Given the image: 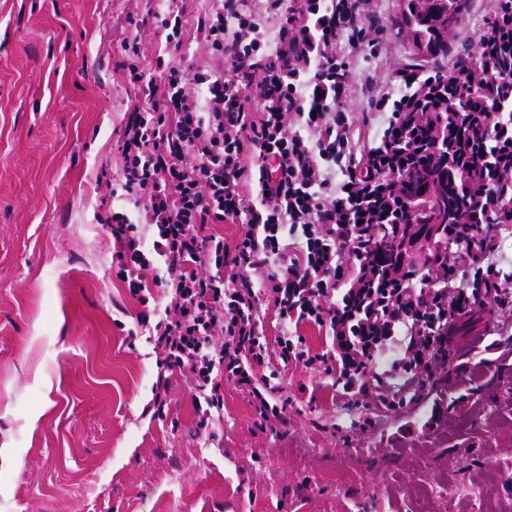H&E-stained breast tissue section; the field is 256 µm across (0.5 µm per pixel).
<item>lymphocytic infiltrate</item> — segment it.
<instances>
[{
	"instance_id": "f902f5d3",
	"label": "lymphocytic infiltrate",
	"mask_w": 512,
	"mask_h": 512,
	"mask_svg": "<svg viewBox=\"0 0 512 512\" xmlns=\"http://www.w3.org/2000/svg\"><path fill=\"white\" fill-rule=\"evenodd\" d=\"M367 0H208L196 32L209 57L190 71L160 58L154 75L136 62L138 41L121 42L129 82L143 107L125 113L122 186L143 206L155 233L152 253L140 246L138 227L123 211L106 222L117 243L112 264L131 295L149 287L171 289L154 326L165 372L189 369L208 406L224 405L226 378L262 397L259 370L270 356L282 363L322 364L343 395L418 383L432 375L448 343L450 320L465 314L472 295L456 282L454 259L486 257L473 282L504 307L512 305V261L499 259L496 238L451 229L447 250L436 251L424 277L406 257L415 231L381 219L376 197L402 202L401 223L411 221L398 177V148L411 130H429L440 68L405 65L388 84L366 78L375 108L386 120L363 148L344 106L356 90L355 74L336 46L373 47ZM469 95L483 101L476 119L483 135L465 154L472 164L505 153L498 181L475 187L488 206L486 221L512 225V137L498 119L512 103V68L469 74ZM261 99L262 110L251 106ZM244 224L234 245L207 233L211 224ZM395 237L391 277L365 285L380 237ZM161 273L145 279L153 263ZM263 267L259 288L243 273ZM272 308L283 327L267 341L258 332L259 306ZM328 328L331 352L312 356L297 330ZM388 369L376 370L382 357Z\"/></svg>"
}]
</instances>
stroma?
<instances>
[{
  "label": "stroma",
  "instance_id": "stroma-1",
  "mask_svg": "<svg viewBox=\"0 0 512 512\" xmlns=\"http://www.w3.org/2000/svg\"><path fill=\"white\" fill-rule=\"evenodd\" d=\"M165 0H0V512H512V310L480 296L455 326L444 371L390 409L336 392L319 365L278 374L280 418L223 384L206 407L189 373L169 377L139 315L156 316L116 277L102 219L126 209L151 250L146 213L107 175L122 165V119L137 101L120 42L168 49L151 16ZM496 0H469L448 31L452 70L488 33ZM404 0L375 8L372 55L337 46L378 82L423 64Z\"/></svg>",
  "mask_w": 512,
  "mask_h": 512
}]
</instances>
